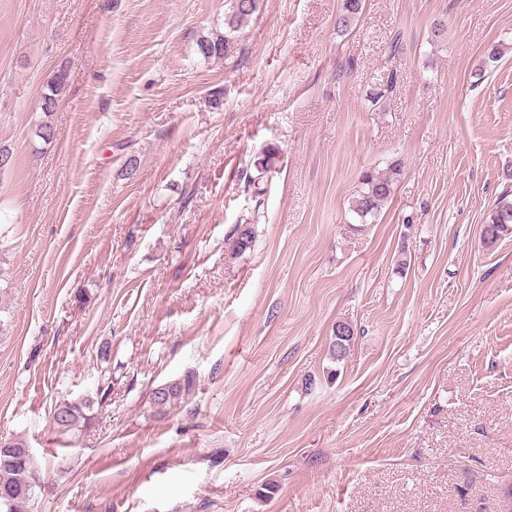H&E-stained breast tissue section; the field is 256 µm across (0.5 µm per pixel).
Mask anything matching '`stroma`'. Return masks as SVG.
<instances>
[{"mask_svg":"<svg viewBox=\"0 0 512 512\" xmlns=\"http://www.w3.org/2000/svg\"><path fill=\"white\" fill-rule=\"evenodd\" d=\"M228 7L0 0V438L36 456L37 512H500L512 235L480 227L512 190V0H365L344 34L341 0H260L203 57ZM268 152L257 210L240 174ZM396 162L359 224L361 173ZM107 378L93 426L56 433ZM228 12L224 18V34H215L198 43L203 57L220 59L231 55L236 44L235 32L259 9L260 0H229ZM67 74L64 71L56 72L47 84V91L41 96V110L45 114L53 112L56 108L60 93L64 89ZM349 325L352 326V324L348 321L339 320V321H336V325L333 328V338L329 345V352H330L331 356L333 357V359H336V361L343 360L347 356V353H349L350 348L353 344L354 336H355L354 328L352 330H350L351 337L349 339L344 340L343 343L340 342L338 339L339 335H340L339 337H348L345 332L338 330V327L345 326L348 328ZM338 332H339V335H338ZM192 382L190 379L166 383L157 386L151 393V402L157 408H166L179 400H185L186 395L190 394Z\"/></svg>","mask_w":512,"mask_h":512,"instance_id":"35a3bbf8","label":"stroma"}]
</instances>
